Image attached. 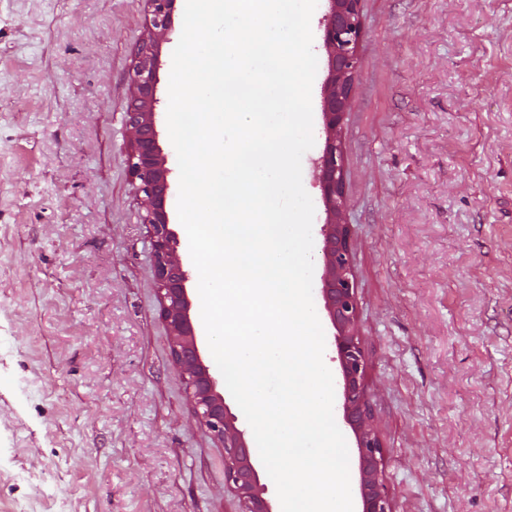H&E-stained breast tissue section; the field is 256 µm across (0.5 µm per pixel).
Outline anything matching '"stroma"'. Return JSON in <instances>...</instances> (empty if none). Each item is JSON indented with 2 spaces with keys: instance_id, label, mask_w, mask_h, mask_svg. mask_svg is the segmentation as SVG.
Returning <instances> with one entry per match:
<instances>
[{
  "instance_id": "35a3bbf8",
  "label": "stroma",
  "mask_w": 512,
  "mask_h": 512,
  "mask_svg": "<svg viewBox=\"0 0 512 512\" xmlns=\"http://www.w3.org/2000/svg\"><path fill=\"white\" fill-rule=\"evenodd\" d=\"M313 183L325 145L321 21ZM338 137L395 512H512V0H362ZM160 49L157 129L172 53ZM143 0H0V512H241L161 317L128 163Z\"/></svg>"
}]
</instances>
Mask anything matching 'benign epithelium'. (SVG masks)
I'll list each match as a JSON object with an SVG mask.
<instances>
[{
	"label": "benign epithelium",
	"instance_id": "1",
	"mask_svg": "<svg viewBox=\"0 0 512 512\" xmlns=\"http://www.w3.org/2000/svg\"><path fill=\"white\" fill-rule=\"evenodd\" d=\"M146 35L139 44L132 70L133 92L126 112L129 168L138 180L142 223L150 228L151 254L159 287L161 315L170 338L171 354L185 381L200 425L217 438L224 449V479L243 505V512H275L265 497L253 464L254 449L237 417L218 390L219 379L201 356L190 317L187 292L190 273L180 254V240L170 227L166 204L171 189V168L158 141L156 82L160 46L172 34L176 0H145ZM323 17V45L327 53L328 80L322 117L325 147L314 162L327 221L323 236L321 295L336 330V361L343 378V419L352 430L361 474V512H393L380 480L383 448L369 413L364 381L366 358L358 336L356 288L352 273V240L341 222L344 199V155L336 132L342 124L358 70L357 46L362 37L361 0H328Z\"/></svg>",
	"mask_w": 512,
	"mask_h": 512
}]
</instances>
